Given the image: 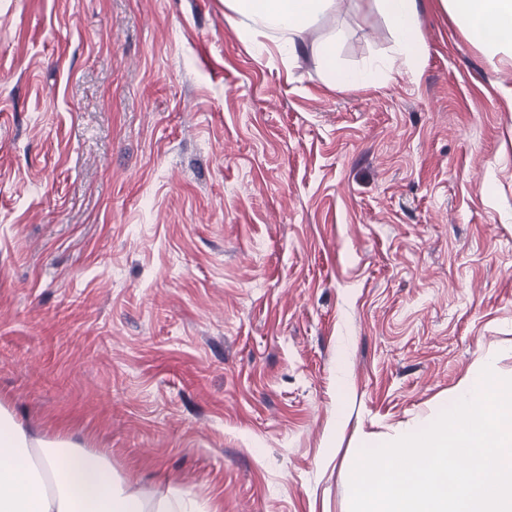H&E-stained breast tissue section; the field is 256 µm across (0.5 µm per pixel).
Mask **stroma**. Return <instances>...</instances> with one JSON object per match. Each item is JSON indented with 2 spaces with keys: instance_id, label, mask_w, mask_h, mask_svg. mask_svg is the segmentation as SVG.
Here are the masks:
<instances>
[{
  "instance_id": "obj_1",
  "label": "stroma",
  "mask_w": 512,
  "mask_h": 512,
  "mask_svg": "<svg viewBox=\"0 0 512 512\" xmlns=\"http://www.w3.org/2000/svg\"><path fill=\"white\" fill-rule=\"evenodd\" d=\"M372 0L290 65L224 0H0V403L198 512H350V460L512 376V60ZM423 0H373L376 9L388 22L396 46V56L374 61L364 69L336 71V40L330 39L318 45L321 64L339 86L366 85L375 79L379 71L414 74L421 65L425 46L420 34L419 15ZM337 75V78H336Z\"/></svg>"
}]
</instances>
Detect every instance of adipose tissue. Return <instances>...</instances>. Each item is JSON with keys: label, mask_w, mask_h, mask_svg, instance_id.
Wrapping results in <instances>:
<instances>
[{"label": "adipose tissue", "mask_w": 512, "mask_h": 512, "mask_svg": "<svg viewBox=\"0 0 512 512\" xmlns=\"http://www.w3.org/2000/svg\"><path fill=\"white\" fill-rule=\"evenodd\" d=\"M388 22L395 57L374 61L364 69L337 71L336 42L318 46L321 64L339 86L365 85L379 71L416 73L425 46L420 34L421 0H373ZM241 19L240 38L253 45L275 42L285 61L295 60L307 34L341 0H224ZM440 6L466 32L490 30L482 49L488 59L512 57V0H439ZM0 512H196L182 490L147 503L112 467L111 458L66 438L43 439L0 405Z\"/></svg>", "instance_id": "obj_1"}]
</instances>
